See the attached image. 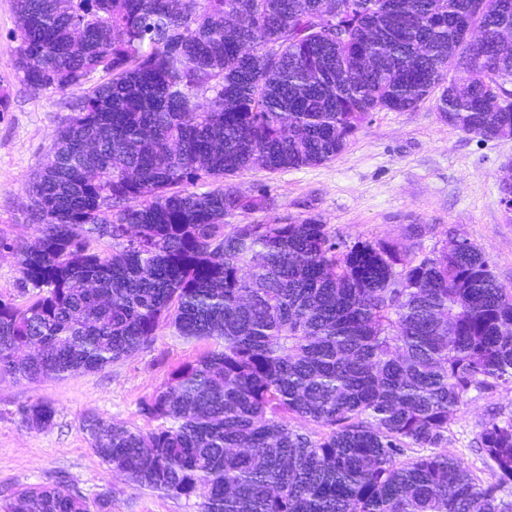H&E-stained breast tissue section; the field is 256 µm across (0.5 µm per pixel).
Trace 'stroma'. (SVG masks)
<instances>
[{
	"mask_svg": "<svg viewBox=\"0 0 512 512\" xmlns=\"http://www.w3.org/2000/svg\"><path fill=\"white\" fill-rule=\"evenodd\" d=\"M14 0H0V237L31 243L39 235L29 220L28 185L51 155L70 111L67 95L32 91L14 64L18 35ZM512 175V139L483 140L443 122L434 100L409 112L380 111L335 160L275 173L254 167L234 184L248 193L264 186L275 199L269 210L248 214L259 224H285L309 216L348 243L389 240L415 256L464 238L481 248L500 284L512 289V211L499 185ZM209 348L160 326L152 342L98 371L36 381L0 377V501L26 486L51 483L65 472L87 497L111 490L112 512H199V498L175 497L132 487L91 448L83 419L95 413L118 425L148 431L140 412L171 372ZM37 401L56 409L53 422L36 430L20 421L21 406ZM512 415V384L471 390L448 436L449 456L480 479L489 462L473 446L482 423Z\"/></svg>",
	"mask_w": 512,
	"mask_h": 512,
	"instance_id": "obj_1",
	"label": "stroma"
}]
</instances>
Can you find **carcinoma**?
<instances>
[{
    "instance_id": "obj_1",
    "label": "carcinoma",
    "mask_w": 512,
    "mask_h": 512,
    "mask_svg": "<svg viewBox=\"0 0 512 512\" xmlns=\"http://www.w3.org/2000/svg\"><path fill=\"white\" fill-rule=\"evenodd\" d=\"M14 8L22 80L80 95L29 185L40 235L0 239L34 289L0 299V376L99 370L166 323L211 348L141 402L165 424L83 423L131 486L199 495L200 512H512V416L477 434L488 480L441 451L471 389L512 383V290L485 253L347 244L313 216L228 222L275 205L231 177L331 161L379 110L433 96L448 126L511 139L512 0ZM20 415L39 429L55 408ZM19 497L20 512H112L111 492L90 503L64 477Z\"/></svg>"
}]
</instances>
